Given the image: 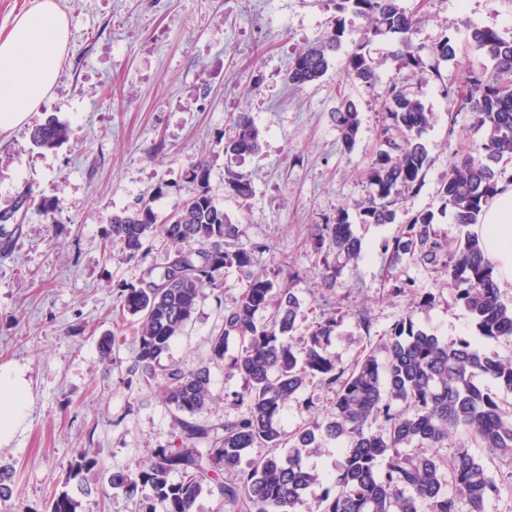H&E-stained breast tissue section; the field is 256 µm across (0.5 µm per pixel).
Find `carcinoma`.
<instances>
[{"label": "carcinoma", "instance_id": "1", "mask_svg": "<svg viewBox=\"0 0 512 512\" xmlns=\"http://www.w3.org/2000/svg\"><path fill=\"white\" fill-rule=\"evenodd\" d=\"M352 6L373 24L376 34L398 37L394 56L408 67H418L424 44L415 43L418 21L400 0H339L336 8ZM342 24L324 40L299 52L288 67V85L300 89L319 81L330 68L333 52L341 46ZM472 46L493 62L491 72L470 73L466 91L445 87L448 116L470 112L479 142L448 167L440 194L443 207L453 211L455 223H479L483 208L499 192L496 164L512 156V39L491 27L471 33ZM439 59L455 57L458 47L446 38L432 45ZM347 76L367 86L378 81L364 53L348 54ZM383 123L379 148L372 156L367 178L372 188L357 205L362 224H390L406 196L418 192L429 167L423 135L433 114L422 102L392 80L381 107ZM336 128L344 151L353 150L360 128L359 113L351 102L336 109ZM235 135L224 143V153H255L260 130L246 112L234 119ZM66 138V128L51 118L35 128L31 141L38 148H53ZM211 170L201 160L185 174L192 191L170 213L156 211L143 200L132 211L112 216V241L131 258L141 254L153 237L177 246L170 262L156 273L146 272L137 286L121 290V320L135 318V350L128 374L142 386L157 389L175 411L177 443L155 449L138 472H114L118 489L138 512H194L203 492L215 494L231 512H295L297 504L319 483L305 466L302 451H313L325 440H341L344 459L331 476L330 487L315 496L311 512H484L486 500L498 492L484 465L466 448L443 460L425 452L438 448L448 436L463 431L481 448L512 461V413L504 400L478 383L488 377L512 394V357L488 356L469 339L445 344L415 326L411 317L393 325L384 343L385 361L369 353L348 372L336 367L326 353L324 339L336 327L325 319L299 343L300 303L292 288L254 270V250L224 249V242L239 235L210 189ZM227 188L246 201L254 194L251 181L227 172ZM36 206L44 213L58 207V199L33 200L24 194L17 208ZM435 215L418 212L406 220L401 235L386 242L389 262L399 265L415 259L448 278V290L472 315L476 335L512 337V306L500 297L494 265L484 255L480 238H439L432 232ZM314 248L346 260L358 258L362 240L355 235L349 214L314 226ZM236 269L245 277L236 306L224 314V329L211 341V364L239 375L245 382L237 399L247 411L233 422L213 423L199 415L212 400L210 364L191 371L167 368L159 373L162 356L193 320L205 287H223L222 271ZM278 301L263 323L273 294ZM239 342L227 355L228 342ZM334 390V412L321 423L290 433L279 421L283 403L312 381ZM403 403L406 410H396ZM382 422L381 431L373 424ZM267 449L265 456L241 467L250 449ZM413 446L417 452L404 454ZM96 466L81 450L68 464L69 476L82 479ZM233 478L224 479V473ZM79 500L67 491L53 496L48 512H77Z\"/></svg>", "mask_w": 512, "mask_h": 512}]
</instances>
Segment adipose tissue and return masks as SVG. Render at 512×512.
Returning a JSON list of instances; mask_svg holds the SVG:
<instances>
[{"mask_svg":"<svg viewBox=\"0 0 512 512\" xmlns=\"http://www.w3.org/2000/svg\"><path fill=\"white\" fill-rule=\"evenodd\" d=\"M69 22L56 0H37L0 36V134L19 127L52 94L69 44ZM478 233L497 284L512 288V185L484 208ZM31 404L23 367L0 364V447H8Z\"/></svg>","mask_w":512,"mask_h":512,"instance_id":"ef3b65f1","label":"adipose tissue"}]
</instances>
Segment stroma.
Returning a JSON list of instances; mask_svg holds the SVG:
<instances>
[{
    "instance_id": "stroma-1",
    "label": "stroma",
    "mask_w": 512,
    "mask_h": 512,
    "mask_svg": "<svg viewBox=\"0 0 512 512\" xmlns=\"http://www.w3.org/2000/svg\"><path fill=\"white\" fill-rule=\"evenodd\" d=\"M70 23L69 48L52 95L27 124L0 135V214L13 211L23 192L54 197L56 211L29 209L6 223L0 246V363L27 371L33 399L24 426L0 466L14 471L13 496L27 512H47L55 492H76L67 483L76 451L98 460L87 473L91 496L81 512H136L133 502L108 482L116 471L133 472L154 449L173 443L174 414L153 390L129 380L134 340L123 333L113 361L102 360L97 339L115 330L113 310L123 288L138 285L146 271L163 267L175 252L170 242H148L145 257L129 258L111 243L113 214L143 200L170 211L191 186L184 175L208 162L210 188L240 230L227 249L255 251L256 270L290 285L301 304V331L323 317L336 320L327 353L351 368L364 352L379 349L391 327L412 317L417 327L453 343L474 335L471 314L450 295L443 275L420 263L390 265L385 242L406 219L430 210L434 231L456 238L465 230L442 207L439 190L453 152L476 137L470 113L449 121L444 84H462L467 72L490 66L470 43L474 29L492 27L512 37V0H402L420 21L423 73L402 67L392 54L393 35L366 38L368 20L338 13L336 0H57ZM343 19L342 44L327 74L291 89L292 58L324 39ZM451 38L459 47L437 63L429 46ZM363 44L379 75L367 87L348 78L344 62ZM439 66L443 78H428ZM404 82L433 112L423 136L429 168L420 190L400 205L391 224H355L363 253L347 262L316 253L311 225L355 212L368 197L367 167L379 145L380 109L390 80ZM354 102L361 124L352 151H344L332 114L342 99ZM249 113L261 131L259 151L243 159L225 155L235 134L233 120ZM56 117L67 129L53 148L30 142L33 128ZM251 180L254 195L243 201L225 187L226 171ZM336 268L333 287H320L325 265ZM411 291L393 295L396 279ZM224 287L208 293L192 322L172 342L161 366L184 370L210 364L211 340L243 290L239 273L223 272ZM431 305L420 306L424 294ZM367 325H360L359 316ZM211 366L214 401L209 421H232L247 407L236 400L243 379ZM331 389L310 384L280 411L286 429L310 426L333 411ZM468 448L501 488L485 512H512V463L472 445L456 433L438 448L446 457Z\"/></svg>"
}]
</instances>
